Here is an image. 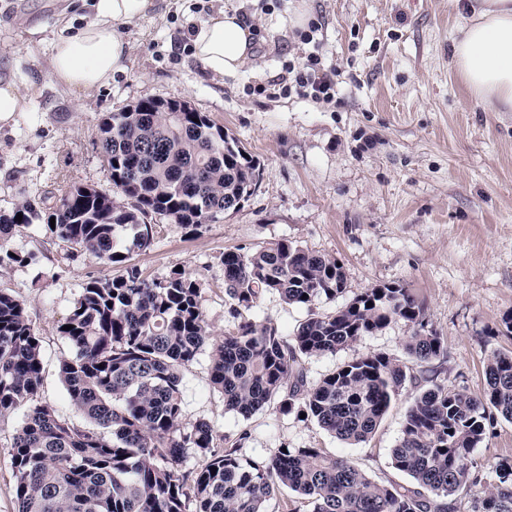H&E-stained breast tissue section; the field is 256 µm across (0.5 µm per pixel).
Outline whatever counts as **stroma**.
Wrapping results in <instances>:
<instances>
[{
    "mask_svg": "<svg viewBox=\"0 0 512 512\" xmlns=\"http://www.w3.org/2000/svg\"><path fill=\"white\" fill-rule=\"evenodd\" d=\"M295 3L156 0L150 16L127 28L126 71L108 87L71 92L55 84L46 59L62 25L79 26L87 14L83 0H0V80H14L29 98L27 111L0 124V211L27 196L56 199L75 183L111 190L97 124L145 98L190 102L262 172L236 209L195 232L159 225L153 245L132 250L123 265L69 258L63 243L30 228L5 242L34 255L30 265L0 268V288L24 302L41 337V398L59 413L82 419L58 376L69 347L57 326L85 282L119 276L128 264L151 277L183 268L202 280L206 318L219 339L235 324L225 252L283 239L340 263L347 296L383 284L408 288L427 327L444 339L443 355L416 367L422 377L479 394L488 355L512 350V112L487 111L453 67L463 12L453 0H309L318 29L305 44L286 24ZM220 4L251 20L255 44L251 63L216 78L194 58L190 35ZM312 52L339 72L333 101L267 94L287 64ZM308 312L266 293L249 316L289 340ZM411 333V324L396 320L336 354L302 358L307 382L369 352L401 354ZM208 368L203 355L183 375L185 420L209 421L225 443L237 444L241 460H262L282 446L318 448L375 480L409 485L391 450L416 385L392 402L366 442L349 445L274 405L247 420L225 410ZM20 421L17 413L0 419V512H17L8 447ZM474 457L480 480L456 494L454 512H475L498 461L512 458V423L498 420Z\"/></svg>",
    "mask_w": 512,
    "mask_h": 512,
    "instance_id": "obj_1",
    "label": "stroma"
}]
</instances>
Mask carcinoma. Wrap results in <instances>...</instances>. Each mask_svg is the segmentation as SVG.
<instances>
[{"label":"carcinoma","instance_id":"1","mask_svg":"<svg viewBox=\"0 0 512 512\" xmlns=\"http://www.w3.org/2000/svg\"><path fill=\"white\" fill-rule=\"evenodd\" d=\"M96 146L113 193L74 184L51 207L26 198L0 212V236L35 225L72 259L88 252L123 263L118 232L143 250L157 224L196 230L238 207L260 175L257 161L205 113L170 112L162 99L103 115ZM224 285L237 324L217 340L202 283L183 270L149 278L129 265L118 277L88 281L58 325L72 348L60 360V381L84 424L41 401L40 336L24 303L0 289V418L23 411L8 450L18 512H267L284 488L301 500L286 512H451L452 496L478 482L475 448L497 417L512 421V351L488 355L480 395L434 384L414 397L391 450L410 486L378 483L318 448H278L244 464L208 421L185 425L183 372L206 348L209 380L226 410L248 419L276 402L350 445L372 435L416 380L414 367L444 351L443 337L425 330L422 307L401 286L368 288L332 314H310L291 343L272 323L248 318L263 292L307 308L345 293L336 260L286 239L224 253ZM396 320L417 326L405 357L362 355L306 386L299 357L334 354ZM189 455L195 463L186 468ZM496 478L476 512H512V462L499 463Z\"/></svg>","mask_w":512,"mask_h":512}]
</instances>
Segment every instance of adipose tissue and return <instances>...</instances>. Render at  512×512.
<instances>
[{
	"mask_svg": "<svg viewBox=\"0 0 512 512\" xmlns=\"http://www.w3.org/2000/svg\"><path fill=\"white\" fill-rule=\"evenodd\" d=\"M154 7V0H91L87 21L52 44V78L68 91L109 85L131 52L125 27ZM466 8L470 16L453 40V64L489 111L512 112V0H468ZM191 44L203 69L218 77L237 72L252 56L251 29L233 8L200 20Z\"/></svg>",
	"mask_w": 512,
	"mask_h": 512,
	"instance_id": "1",
	"label": "adipose tissue"
}]
</instances>
